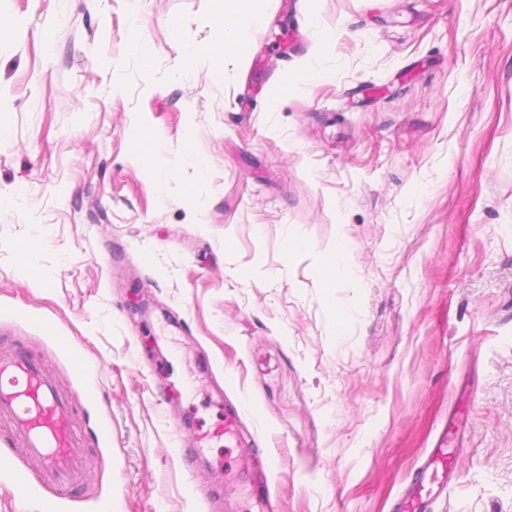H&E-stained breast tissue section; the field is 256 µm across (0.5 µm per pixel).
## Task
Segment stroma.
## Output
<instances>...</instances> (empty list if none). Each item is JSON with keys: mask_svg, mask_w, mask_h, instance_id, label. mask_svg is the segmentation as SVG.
Masks as SVG:
<instances>
[{"mask_svg": "<svg viewBox=\"0 0 512 512\" xmlns=\"http://www.w3.org/2000/svg\"><path fill=\"white\" fill-rule=\"evenodd\" d=\"M281 2L213 81L218 0H0V341L47 354L24 307L97 363L120 512H256L254 450L275 512H392L443 441L428 512H512V0ZM130 52L138 56L143 64L144 70H150L152 49L149 42L143 37L137 21L134 23L130 35Z\"/></svg>", "mask_w": 512, "mask_h": 512, "instance_id": "35a3bbf8", "label": "stroma"}]
</instances>
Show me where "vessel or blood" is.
I'll list each match as a JSON object with an SVG mask.
<instances>
[{
    "instance_id": "obj_1",
    "label": "vessel or blood",
    "mask_w": 512,
    "mask_h": 512,
    "mask_svg": "<svg viewBox=\"0 0 512 512\" xmlns=\"http://www.w3.org/2000/svg\"><path fill=\"white\" fill-rule=\"evenodd\" d=\"M55 351L63 356L80 381L86 398H93L92 370L82 352L53 324H45ZM74 395L63 390L55 372L10 346H0V424L12 433L13 451L0 455V476L10 479L22 502L37 504L40 512H72L70 480L85 468L83 442L72 423ZM454 449H433L397 499L393 512H426L429 501L447 492L456 478ZM37 462V477H26L23 466Z\"/></svg>"
}]
</instances>
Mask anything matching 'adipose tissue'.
Listing matches in <instances>:
<instances>
[{"mask_svg": "<svg viewBox=\"0 0 512 512\" xmlns=\"http://www.w3.org/2000/svg\"><path fill=\"white\" fill-rule=\"evenodd\" d=\"M262 19L263 13L257 6V0H224L223 11L215 18V23L222 33L219 46L190 50L185 60V73H193L200 64L205 63L210 65V75L213 79H222L223 72L213 67V60L227 49L239 55L245 54L246 33L250 28L258 26Z\"/></svg>", "mask_w": 512, "mask_h": 512, "instance_id": "adipose-tissue-1", "label": "adipose tissue"}]
</instances>
